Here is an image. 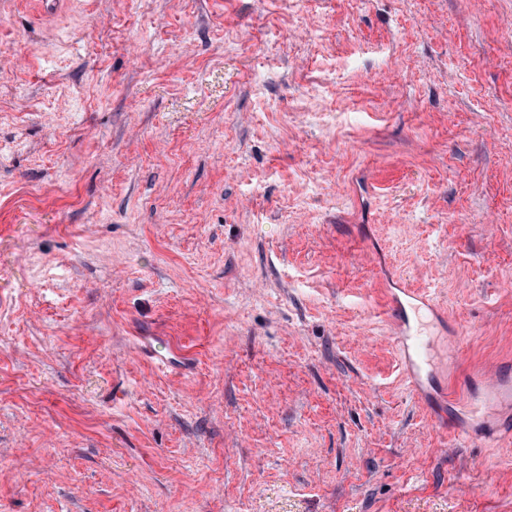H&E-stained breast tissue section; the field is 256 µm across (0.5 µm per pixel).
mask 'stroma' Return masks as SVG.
Instances as JSON below:
<instances>
[{
	"mask_svg": "<svg viewBox=\"0 0 512 512\" xmlns=\"http://www.w3.org/2000/svg\"><path fill=\"white\" fill-rule=\"evenodd\" d=\"M499 371L512 0H0V512H512ZM403 293H404V296L406 297V300H405V303H407L408 305H411V306H423V305H426V306H430L428 300L421 296L419 293H416L414 291H411V290H408V289H403ZM416 302L420 303V304H417ZM405 303L400 299V298H397L396 300L393 301V307H394V312L400 322V329H401V332H402V336H401V340H402V343H403V346H404V350L405 352L407 351V354H406V359H407V368H408V373L410 374V376L412 378H414V371H413V367H412V364L410 362V355H409V346L413 347L414 351H415V354L418 356V357H421L422 355L426 354L428 349H429V345L428 343H424V342H421L419 336H414L412 334H410V329L409 327H407L406 323H405ZM404 343L406 344V346L404 345Z\"/></svg>",
	"mask_w": 512,
	"mask_h": 512,
	"instance_id": "stroma-1",
	"label": "stroma"
}]
</instances>
